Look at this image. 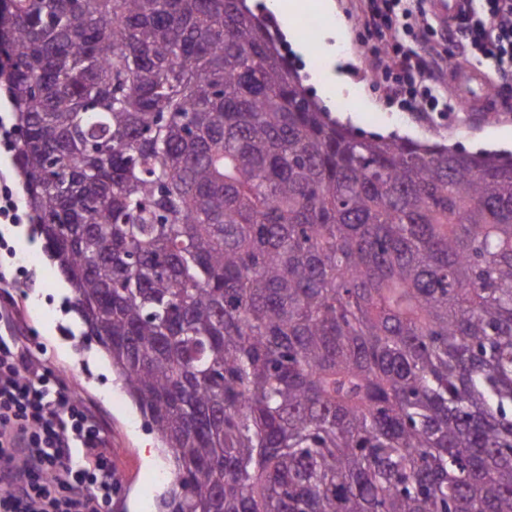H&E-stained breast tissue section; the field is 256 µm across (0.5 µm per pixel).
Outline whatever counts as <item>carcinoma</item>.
I'll return each mask as SVG.
<instances>
[{
  "label": "carcinoma",
  "instance_id": "1",
  "mask_svg": "<svg viewBox=\"0 0 512 512\" xmlns=\"http://www.w3.org/2000/svg\"><path fill=\"white\" fill-rule=\"evenodd\" d=\"M15 164L159 512H512V153L366 137L245 0H0Z\"/></svg>",
  "mask_w": 512,
  "mask_h": 512
}]
</instances>
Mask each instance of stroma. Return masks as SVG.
Wrapping results in <instances>:
<instances>
[{
	"instance_id": "stroma-1",
	"label": "stroma",
	"mask_w": 512,
	"mask_h": 512,
	"mask_svg": "<svg viewBox=\"0 0 512 512\" xmlns=\"http://www.w3.org/2000/svg\"><path fill=\"white\" fill-rule=\"evenodd\" d=\"M312 29L301 40L283 34V50L305 77L313 98L332 116L349 114L352 125L367 135H397L429 143L478 150L512 152V111L499 108L485 116L452 112L440 122L398 111L388 103L374 69L372 42L357 21V0H332L331 22L339 38L332 58H324L314 43L324 29L320 11L306 14ZM339 77L348 89L324 96L322 85ZM0 174L7 177L20 201V221L0 223V268L15 284L0 288V305L13 307L18 342L30 348L50 369L64 376L66 386L95 414L105 432V449L112 455L121 487L108 512H156L169 467L159 455L160 442L135 405L116 382L108 358L97 344H84L83 327L73 310V294L60 293L64 278L45 249L27 208L25 188L14 164V142L0 137Z\"/></svg>"
}]
</instances>
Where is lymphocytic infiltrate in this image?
Returning a JSON list of instances; mask_svg holds the SVG:
<instances>
[{"mask_svg":"<svg viewBox=\"0 0 512 512\" xmlns=\"http://www.w3.org/2000/svg\"><path fill=\"white\" fill-rule=\"evenodd\" d=\"M357 18L385 41L382 77L407 111L439 117L455 111L433 74L456 55L501 66V91L512 93V0H481L435 38L416 29L401 0H359ZM406 37L421 42V52L406 51ZM118 488L87 410L59 375L0 329V512H102Z\"/></svg>","mask_w":512,"mask_h":512,"instance_id":"f902f5d3","label":"lymphocytic infiltrate"}]
</instances>
